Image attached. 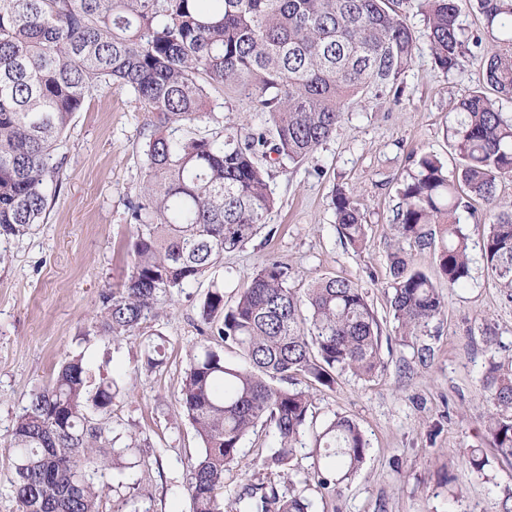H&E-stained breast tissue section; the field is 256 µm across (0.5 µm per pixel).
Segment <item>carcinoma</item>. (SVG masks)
Wrapping results in <instances>:
<instances>
[{
  "instance_id": "obj_1",
  "label": "carcinoma",
  "mask_w": 512,
  "mask_h": 512,
  "mask_svg": "<svg viewBox=\"0 0 512 512\" xmlns=\"http://www.w3.org/2000/svg\"><path fill=\"white\" fill-rule=\"evenodd\" d=\"M471 0H416L434 64L446 73L478 47L460 15ZM498 31L482 84L461 99L450 128L458 165L448 177L432 153L399 190L391 230L436 256L448 288L471 278L469 238L457 212L466 198L491 213L482 257L512 299V210L499 209L497 182L512 178V0H476ZM417 37L396 0H0V236L20 237L45 215L65 157L58 142L75 113L103 85L130 89L154 115L146 135L144 186L129 202L136 225L130 271L102 295L104 336H122L156 318L162 305L266 226L275 204L271 168L313 157L370 87L393 88L411 67ZM265 116L258 126L196 129L214 121L210 92ZM339 234L365 239L354 196L331 199ZM390 308L407 343L444 314L439 286L398 249L389 258ZM288 268L272 261L225 306L224 290L205 296L206 336L189 354L179 403L201 444L188 466L193 512H222L224 471L243 440L272 429L267 470L292 466L304 445L312 394L305 378L331 388L349 373L382 367L378 322L362 288L344 275L315 279L300 294ZM238 348L244 364L224 358ZM482 387L486 435L512 457V360L490 355ZM119 387L84 356L63 362L35 390L12 430L11 492L20 512H100L97 478L131 445L116 446L112 403ZM318 458L304 480L278 493L246 485L249 512H312L308 491L336 495L362 466L369 442L352 418L335 414L311 432Z\"/></svg>"
}]
</instances>
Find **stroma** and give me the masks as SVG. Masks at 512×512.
Masks as SVG:
<instances>
[{
    "label": "stroma",
    "mask_w": 512,
    "mask_h": 512,
    "mask_svg": "<svg viewBox=\"0 0 512 512\" xmlns=\"http://www.w3.org/2000/svg\"><path fill=\"white\" fill-rule=\"evenodd\" d=\"M403 14L418 45L402 77L403 95L366 90L311 159L273 170L275 205L266 232L225 253L218 266L166 302L157 320L129 335H100L96 323L102 294L128 273L136 235L128 204L142 187L152 115L132 91L116 85L100 89L75 113L59 148L66 163L44 223L21 237H0V512H19L10 492L13 425L31 393L79 352L116 378L112 426L120 437H136L125 469L103 476V512H192L185 481L200 448L179 393L188 353L204 338L200 305L215 287L233 305L238 289L270 260L287 267L291 285L300 289L320 276L357 281L382 330L384 366L375 376L345 375L314 394V425L337 413L348 416L370 446L341 494L315 500L313 512H500V488L512 484V458L502 457L485 436L487 395L480 380L489 351L512 357V299L481 257L484 203L471 200L460 212L473 255L470 280L443 290L444 315L409 345L395 336L388 262L397 245L390 224L400 184L423 153L454 167L447 128L458 100L480 83L496 36L477 10L463 9L462 28L481 37L482 46L445 73L432 64L424 20L411 0ZM338 187L361 204L367 229L361 248L337 230L331 195ZM487 326L495 334L491 347L483 336ZM149 342L161 347L164 359L154 369L146 364ZM424 347L429 356H421ZM274 446L267 428L245 439L240 464L224 473V512H243L237 495L245 482L283 491L314 462L306 447L298 450L295 469L266 470L262 461ZM470 448L486 459L484 470L470 466Z\"/></svg>",
    "instance_id": "stroma-1"
}]
</instances>
